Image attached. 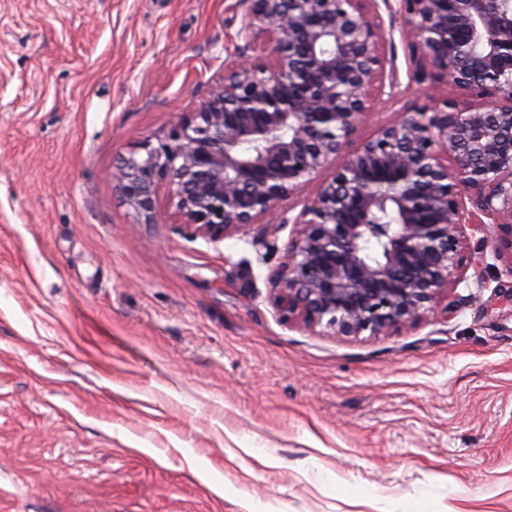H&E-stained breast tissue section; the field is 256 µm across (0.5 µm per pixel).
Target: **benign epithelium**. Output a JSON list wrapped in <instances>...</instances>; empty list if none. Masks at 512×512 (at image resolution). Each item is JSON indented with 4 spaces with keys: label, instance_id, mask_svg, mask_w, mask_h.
Listing matches in <instances>:
<instances>
[{
    "label": "benign epithelium",
    "instance_id": "benign-epithelium-1",
    "mask_svg": "<svg viewBox=\"0 0 512 512\" xmlns=\"http://www.w3.org/2000/svg\"><path fill=\"white\" fill-rule=\"evenodd\" d=\"M378 0H244L237 58L198 108L123 157L124 200L211 240L296 231L274 276L283 320L345 338L451 313L474 269L463 228L496 225L512 261V0H399L420 70L476 98L408 107L358 131L385 88ZM331 174H326L327 170ZM311 190L287 220L283 202Z\"/></svg>",
    "mask_w": 512,
    "mask_h": 512
}]
</instances>
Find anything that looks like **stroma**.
<instances>
[{
	"label": "stroma",
	"instance_id": "obj_1",
	"mask_svg": "<svg viewBox=\"0 0 512 512\" xmlns=\"http://www.w3.org/2000/svg\"><path fill=\"white\" fill-rule=\"evenodd\" d=\"M242 0H0V512H512V264L467 234L453 314L343 338L284 321L276 233L141 224L113 174L195 111ZM371 137L419 80L379 6Z\"/></svg>",
	"mask_w": 512,
	"mask_h": 512
}]
</instances>
